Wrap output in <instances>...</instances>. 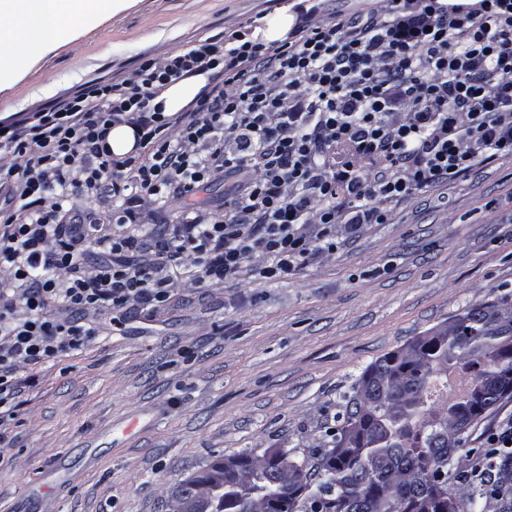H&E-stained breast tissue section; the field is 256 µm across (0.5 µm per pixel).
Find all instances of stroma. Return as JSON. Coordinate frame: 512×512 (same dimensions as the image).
<instances>
[{
  "mask_svg": "<svg viewBox=\"0 0 512 512\" xmlns=\"http://www.w3.org/2000/svg\"><path fill=\"white\" fill-rule=\"evenodd\" d=\"M279 7L136 0L0 91V120ZM511 176L512 160L479 166L447 210L418 197L291 278L178 289L151 320L44 364L0 461V512H170L172 491L215 460L326 447L371 363L466 307L512 301ZM511 425L512 400L467 430L453 473L490 479L487 439Z\"/></svg>",
  "mask_w": 512,
  "mask_h": 512,
  "instance_id": "1",
  "label": "stroma"
}]
</instances>
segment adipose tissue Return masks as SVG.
Here are the masks:
<instances>
[{
    "label": "adipose tissue",
    "instance_id": "1",
    "mask_svg": "<svg viewBox=\"0 0 512 512\" xmlns=\"http://www.w3.org/2000/svg\"><path fill=\"white\" fill-rule=\"evenodd\" d=\"M133 0H0V90L63 40L74 38Z\"/></svg>",
    "mask_w": 512,
    "mask_h": 512
}]
</instances>
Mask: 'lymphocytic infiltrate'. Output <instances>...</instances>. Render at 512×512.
<instances>
[{
  "label": "lymphocytic infiltrate",
  "instance_id": "1",
  "mask_svg": "<svg viewBox=\"0 0 512 512\" xmlns=\"http://www.w3.org/2000/svg\"><path fill=\"white\" fill-rule=\"evenodd\" d=\"M0 123V447L43 363L175 289L296 274L336 232L512 159V0H296ZM204 74L189 111L155 107ZM131 152L112 154V127ZM224 184V206L193 196ZM293 19V14L288 12V8L279 11L267 20L266 30L263 33L264 37L267 40L283 38L292 25ZM107 144L112 153L116 155L126 154L134 144L132 130L126 126L112 128L108 133Z\"/></svg>",
  "mask_w": 512,
  "mask_h": 512
}]
</instances>
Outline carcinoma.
Here are the masks:
<instances>
[{"mask_svg": "<svg viewBox=\"0 0 512 512\" xmlns=\"http://www.w3.org/2000/svg\"><path fill=\"white\" fill-rule=\"evenodd\" d=\"M493 310L494 319L482 316ZM445 336L431 337L399 359L385 355L370 364L368 375L394 373L382 380L365 413L347 397L334 447L312 455L314 464L298 465V480L279 484L273 466L248 471V493L227 482L201 500L198 512H253L254 501L267 502L268 512H306V497L324 498L325 512H466L476 502L512 492V456L500 464L493 492L483 482L461 497L455 483L433 484L430 473L448 467L443 441L458 420L479 423L512 399L500 390L512 381V305L504 301L470 306L453 316ZM472 372L469 392L450 403L432 397L431 388L448 387V368Z\"/></svg>", "mask_w": 512, "mask_h": 512, "instance_id": "obj_1", "label": "carcinoma"}]
</instances>
